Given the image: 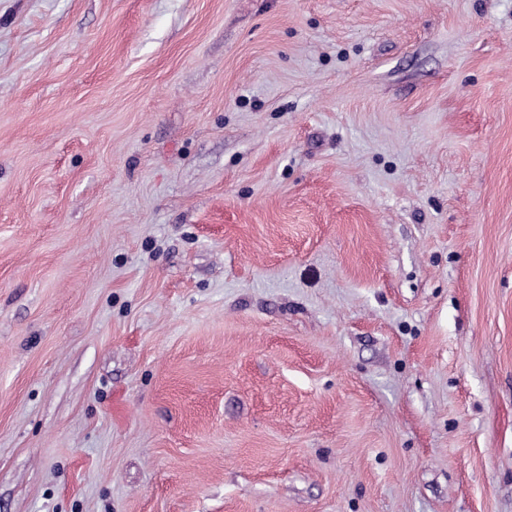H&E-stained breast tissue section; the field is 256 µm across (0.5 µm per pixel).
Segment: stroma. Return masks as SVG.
<instances>
[{
	"label": "stroma",
	"mask_w": 512,
	"mask_h": 512,
	"mask_svg": "<svg viewBox=\"0 0 512 512\" xmlns=\"http://www.w3.org/2000/svg\"><path fill=\"white\" fill-rule=\"evenodd\" d=\"M0 512H512V0H0Z\"/></svg>",
	"instance_id": "obj_1"
}]
</instances>
